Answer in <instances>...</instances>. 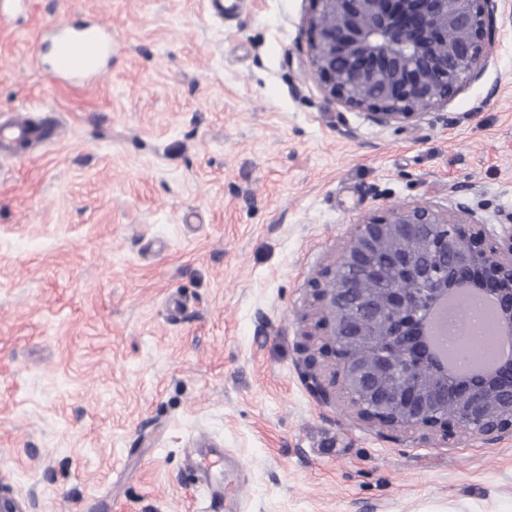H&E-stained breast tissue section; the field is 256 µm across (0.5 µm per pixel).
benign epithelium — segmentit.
I'll list each match as a JSON object with an SVG mask.
<instances>
[{"label":"benign epithelium","mask_w":512,"mask_h":512,"mask_svg":"<svg viewBox=\"0 0 512 512\" xmlns=\"http://www.w3.org/2000/svg\"><path fill=\"white\" fill-rule=\"evenodd\" d=\"M306 63L327 98L379 126L444 106L486 60L498 0H309ZM450 212L389 207L355 226L336 262L312 282L315 334L299 347L310 386L341 384L367 424L487 441L512 433V357L491 371L454 372L429 340L435 309L459 290L495 304L512 338V226L503 243L465 204Z\"/></svg>","instance_id":"obj_1"}]
</instances>
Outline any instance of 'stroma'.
Masks as SVG:
<instances>
[{
    "label": "stroma",
    "instance_id": "1",
    "mask_svg": "<svg viewBox=\"0 0 512 512\" xmlns=\"http://www.w3.org/2000/svg\"><path fill=\"white\" fill-rule=\"evenodd\" d=\"M33 0L0 23V492L36 512H512V435L319 401L310 280L387 205L512 223V0L448 105L379 126L305 65L307 0ZM107 20L84 89L42 29ZM44 136L42 127L35 125L28 112H13L0 120V151H11L21 143H38Z\"/></svg>",
    "mask_w": 512,
    "mask_h": 512
}]
</instances>
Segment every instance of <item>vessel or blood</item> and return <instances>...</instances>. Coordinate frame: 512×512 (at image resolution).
Returning a JSON list of instances; mask_svg holds the SVG:
<instances>
[{
    "instance_id": "vessel-or-blood-1",
    "label": "vessel or blood",
    "mask_w": 512,
    "mask_h": 512,
    "mask_svg": "<svg viewBox=\"0 0 512 512\" xmlns=\"http://www.w3.org/2000/svg\"><path fill=\"white\" fill-rule=\"evenodd\" d=\"M51 41L56 76L67 77L77 89L96 78L104 62L112 57V28L104 20L73 26L55 24ZM43 136L42 127L35 125L27 112L17 111L0 120V151L39 142Z\"/></svg>"
}]
</instances>
